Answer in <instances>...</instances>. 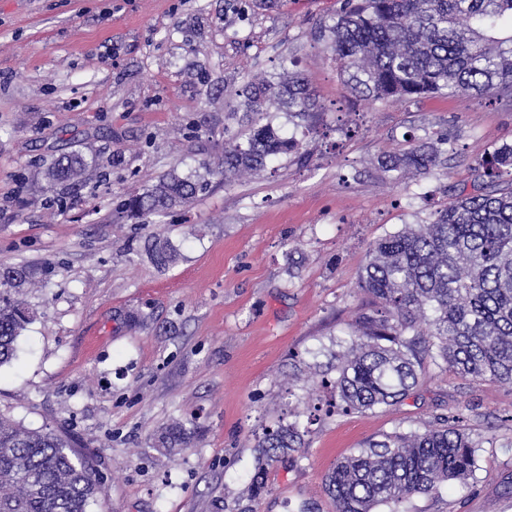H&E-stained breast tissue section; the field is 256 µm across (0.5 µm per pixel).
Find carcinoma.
Here are the masks:
<instances>
[{
  "instance_id": "cac0c4a2",
  "label": "carcinoma",
  "mask_w": 512,
  "mask_h": 512,
  "mask_svg": "<svg viewBox=\"0 0 512 512\" xmlns=\"http://www.w3.org/2000/svg\"><path fill=\"white\" fill-rule=\"evenodd\" d=\"M315 40L325 42L345 84L373 101L512 96V0H339ZM237 97L248 132L225 140L224 168L202 175L173 169L121 201L117 213L159 216L190 202L213 175L230 182L300 153L303 139L282 137L271 109L287 113L304 133L321 111L307 80L286 71L243 82ZM408 142L409 148L382 158L384 172L431 175L448 152V137L437 131ZM85 167V158L73 154L56 161L45 178L54 185L73 182ZM474 172L472 191L460 189L427 221L404 224L370 246L359 287L372 307L336 341L335 376L320 380L331 392L326 415L402 402L427 362L466 381L512 386V184L499 183L502 174L512 176V145L484 152ZM146 251L159 268L178 257L157 238ZM38 275L28 265L0 267V367L13 359L30 321L17 295L38 287ZM194 436V428L175 422L160 443L185 448ZM303 447L297 420L266 429L248 497L263 496L270 468ZM477 448L459 415L422 430L397 428L340 459L325 475L324 491L334 512L407 504L445 484L467 483ZM102 494L92 460L60 435L0 416V512H94Z\"/></svg>"
}]
</instances>
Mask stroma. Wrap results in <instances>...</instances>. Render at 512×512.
Masks as SVG:
<instances>
[{
  "mask_svg": "<svg viewBox=\"0 0 512 512\" xmlns=\"http://www.w3.org/2000/svg\"><path fill=\"white\" fill-rule=\"evenodd\" d=\"M336 0H0V266L46 268L28 290L31 321L0 368V415L50 428L93 459L95 512H333L325 474L395 427L468 413L480 446L468 486L418 495L409 512H512V387L425 364L412 396L373 413L326 416L318 379L368 297L371 244L427 219L485 150L512 144V99L374 102L347 87L312 33ZM289 69L322 107L305 159L209 190L166 217L119 220L125 195L172 166L224 161L235 91ZM442 131V167L392 180L381 156L406 135ZM78 152L74 184L49 164ZM177 249L165 271L131 259L149 236ZM317 414H310V407ZM298 413L306 446L249 502L256 438ZM196 424L166 452L171 420Z\"/></svg>",
  "mask_w": 512,
  "mask_h": 512,
  "instance_id": "35a3bbf8",
  "label": "stroma"
}]
</instances>
